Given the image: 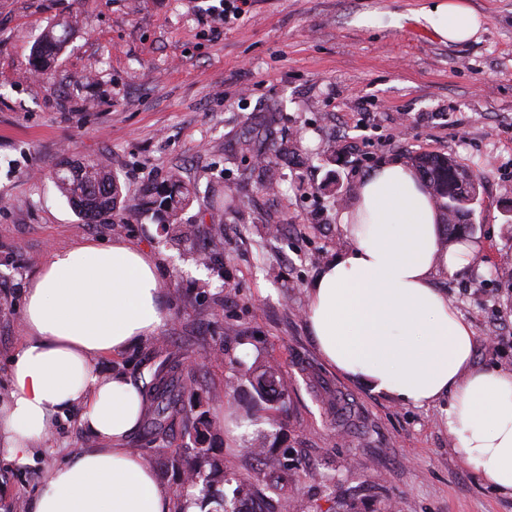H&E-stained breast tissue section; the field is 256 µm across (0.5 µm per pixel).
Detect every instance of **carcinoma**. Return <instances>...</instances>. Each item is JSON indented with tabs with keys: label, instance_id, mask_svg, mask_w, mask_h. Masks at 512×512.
<instances>
[{
	"label": "carcinoma",
	"instance_id": "obj_1",
	"mask_svg": "<svg viewBox=\"0 0 512 512\" xmlns=\"http://www.w3.org/2000/svg\"><path fill=\"white\" fill-rule=\"evenodd\" d=\"M71 27L64 25L61 29L48 28L41 36L40 42L32 57L34 69L46 72L53 61L55 51L67 43ZM411 164L418 171L430 194L437 197L440 215L445 224L446 239L460 236V225L456 223L459 204L453 194V170L459 163L451 157L433 153H418L410 157ZM54 183L60 194L71 207L90 222H97L106 216H114L120 209L123 197L122 187L112 170L99 161L74 162L64 160L58 164V175ZM144 195L151 197V203L157 210L167 214V224L172 231L177 227L178 215L190 201V191L182 180L181 171L174 169L170 173V183L166 187H145ZM257 400L273 403L285 398L283 387L277 371L269 367L265 369L252 384ZM164 406L154 422L155 437L161 439L166 434L165 413H179L170 399L171 383L160 380L155 385ZM211 421L205 413H200L194 421L195 439L193 447L188 449L185 464L188 489L185 497L194 505H202L212 499L214 483L222 481L233 486L232 497L225 495L217 500L218 508L212 512H246L243 505L256 499H271L280 496L288 484L287 465L281 463L273 452H265L261 448L254 452L264 456L266 472L262 483L258 484L250 476L240 473H226L215 459L213 449L203 447L200 442L207 439Z\"/></svg>",
	"mask_w": 512,
	"mask_h": 512
}]
</instances>
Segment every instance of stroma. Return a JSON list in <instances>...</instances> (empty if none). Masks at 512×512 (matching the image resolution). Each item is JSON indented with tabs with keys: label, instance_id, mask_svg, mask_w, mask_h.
Segmentation results:
<instances>
[{
	"label": "stroma",
	"instance_id": "1",
	"mask_svg": "<svg viewBox=\"0 0 512 512\" xmlns=\"http://www.w3.org/2000/svg\"><path fill=\"white\" fill-rule=\"evenodd\" d=\"M465 3L481 26L452 43L418 19L434 0H249L227 23L218 0H0V397L50 252L122 241L154 261L170 318L98 365L147 386L177 363L167 448L149 432L151 394L127 442L168 491L184 486L170 458L203 412L225 471L262 477L260 445L293 464L277 512H512L454 453L447 398L403 405L346 378L305 318L312 280L352 245L338 215L363 180L445 154L482 175L477 251L433 284L470 323L475 366L512 369V0ZM65 21L51 75L34 73L36 43ZM64 159L105 160L132 210L87 223L51 179ZM175 168L195 191L181 243L134 208ZM228 193L245 205L225 207ZM267 365L288 390L271 414L252 400ZM91 444L71 413L34 464L0 452V512H27L47 473Z\"/></svg>",
	"mask_w": 512,
	"mask_h": 512
}]
</instances>
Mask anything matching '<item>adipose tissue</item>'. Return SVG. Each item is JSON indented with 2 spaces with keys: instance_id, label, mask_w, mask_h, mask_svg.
Wrapping results in <instances>:
<instances>
[{
  "instance_id": "ef3b65f1",
  "label": "adipose tissue",
  "mask_w": 512,
  "mask_h": 512,
  "mask_svg": "<svg viewBox=\"0 0 512 512\" xmlns=\"http://www.w3.org/2000/svg\"><path fill=\"white\" fill-rule=\"evenodd\" d=\"M438 35L463 42L480 21L463 0L424 11ZM339 220L352 247L308 290L306 319L323 360L402 404L449 399L454 450L484 484L512 494V369L477 368L473 330L433 285L474 245L442 247L439 215L412 168L389 163L359 186ZM149 256L129 245L52 250L24 296L21 347L0 399V449L31 464L59 416L78 410L98 440L52 469L28 512H172L170 493L127 448L145 412L141 388L106 375L98 357L157 335L167 311Z\"/></svg>"
}]
</instances>
